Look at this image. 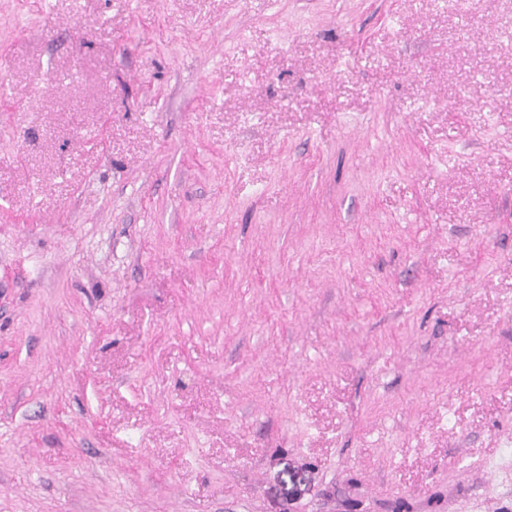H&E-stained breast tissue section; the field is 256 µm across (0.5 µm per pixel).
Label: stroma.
<instances>
[{"mask_svg": "<svg viewBox=\"0 0 512 512\" xmlns=\"http://www.w3.org/2000/svg\"><path fill=\"white\" fill-rule=\"evenodd\" d=\"M0 512H512V0H0Z\"/></svg>", "mask_w": 512, "mask_h": 512, "instance_id": "stroma-1", "label": "stroma"}]
</instances>
